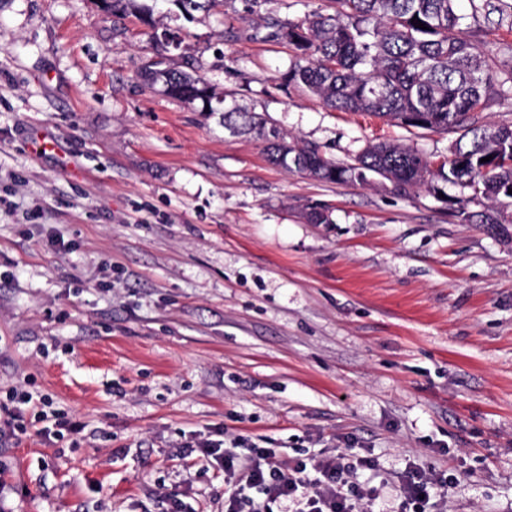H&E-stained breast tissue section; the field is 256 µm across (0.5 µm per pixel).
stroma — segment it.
Returning <instances> with one entry per match:
<instances>
[{"label":"stroma","mask_w":512,"mask_h":512,"mask_svg":"<svg viewBox=\"0 0 512 512\" xmlns=\"http://www.w3.org/2000/svg\"><path fill=\"white\" fill-rule=\"evenodd\" d=\"M457 0L486 50L512 9ZM322 0H221L152 27L100 0H0V401L44 397L80 433L0 447V512H224L208 439L379 463L389 512L408 460L459 478L443 512H512V224L447 198L326 183L255 134L143 86L196 65L287 141L348 163L401 141L432 166L453 135L340 112L286 85L261 19ZM179 48L167 47L163 32ZM319 205L331 221L305 214Z\"/></svg>","instance_id":"obj_1"}]
</instances>
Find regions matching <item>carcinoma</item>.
<instances>
[{"label": "carcinoma", "instance_id": "1", "mask_svg": "<svg viewBox=\"0 0 512 512\" xmlns=\"http://www.w3.org/2000/svg\"><path fill=\"white\" fill-rule=\"evenodd\" d=\"M107 11L136 15L155 23L147 0H103ZM185 15L206 10L216 0H172ZM456 0H328V10H313L281 24L270 21L264 38L288 42L293 58L283 80L344 112H368L401 126L455 134L448 166L432 170L416 150L401 143L367 145L349 164H339L315 145L286 140L255 112L227 100L199 74L155 61L145 81L168 88L167 95L202 112L222 111L224 129L254 131L265 143L271 163L305 172L329 183L364 180L374 174L399 192L426 187L443 193L439 183L468 188L483 203L478 213L460 212L466 222L512 224V125H487L478 113L503 92L482 42L458 36L462 16ZM425 23L421 29L411 23ZM492 156L487 162L481 159Z\"/></svg>", "mask_w": 512, "mask_h": 512}]
</instances>
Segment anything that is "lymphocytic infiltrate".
Instances as JSON below:
<instances>
[{
	"mask_svg": "<svg viewBox=\"0 0 512 512\" xmlns=\"http://www.w3.org/2000/svg\"><path fill=\"white\" fill-rule=\"evenodd\" d=\"M202 459L224 469V512H376L380 489L365 479L375 468L356 448L333 455L280 459L261 448L240 454L211 441L200 446ZM399 512H431L446 502L458 478L410 461L397 476Z\"/></svg>",
	"mask_w": 512,
	"mask_h": 512,
	"instance_id": "f902f5d3",
	"label": "lymphocytic infiltrate"
}]
</instances>
